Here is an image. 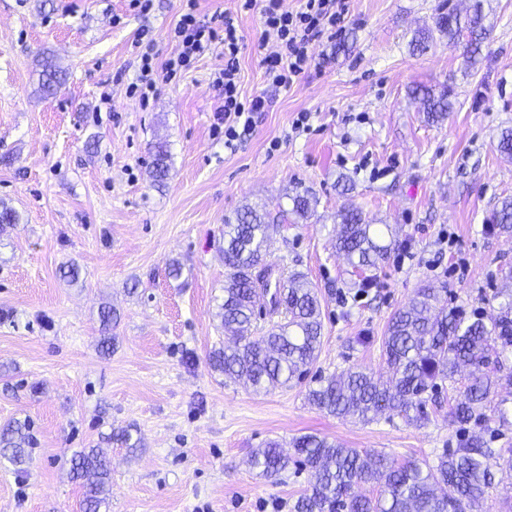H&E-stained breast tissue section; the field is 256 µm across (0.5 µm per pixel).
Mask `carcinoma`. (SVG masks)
<instances>
[{"label": "carcinoma", "mask_w": 512, "mask_h": 512, "mask_svg": "<svg viewBox=\"0 0 512 512\" xmlns=\"http://www.w3.org/2000/svg\"><path fill=\"white\" fill-rule=\"evenodd\" d=\"M483 0H468L464 9L436 8L437 31L448 42L467 39V52L476 54L485 38ZM66 71L52 60L42 64L40 89L52 95L64 85ZM425 120H443L453 109L450 93L429 89L414 91ZM169 172L166 145L153 146L150 177L162 182ZM291 208L277 218L257 207L245 206L224 224V299L218 315L227 344L210 354L212 367L230 379H242L254 390L286 386L301 380L318 358L322 345V310L317 286L300 271L277 274L266 257L280 225L308 220L317 199L308 191L287 195ZM336 251L355 270L376 271L386 259L394 235L367 223L362 212L351 208L336 214ZM498 229L512 231V198L495 210ZM440 289H417L408 305L389 319L382 352L391 377L383 382L364 369L350 368L319 377L309 388V404L335 417H356L369 422L382 414H396L425 424L430 413L442 411L445 401L439 382L457 381L468 369L454 404L448 408V426L459 436L457 447L446 449L436 461L399 462L384 453L361 454L325 437L307 434L296 438L293 452L276 441L252 452L249 463L267 478H275L289 465L310 473V487L301 494L294 512H466L492 488L493 465L512 448H494L492 440L512 425L502 403H493L495 389L512 383V373L497 375L499 355L512 348V291L498 292L497 312L475 311L466 316L455 307L439 304ZM267 298L269 327L254 336L257 298ZM27 426L14 421L0 429V456L14 465L25 461ZM69 474L82 482L83 512H100L112 469L97 448H84L71 460ZM361 484L378 487L373 498L355 494Z\"/></svg>", "instance_id": "carcinoma-1"}]
</instances>
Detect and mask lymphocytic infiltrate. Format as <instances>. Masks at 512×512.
<instances>
[{
    "instance_id": "1",
    "label": "lymphocytic infiltrate",
    "mask_w": 512,
    "mask_h": 512,
    "mask_svg": "<svg viewBox=\"0 0 512 512\" xmlns=\"http://www.w3.org/2000/svg\"><path fill=\"white\" fill-rule=\"evenodd\" d=\"M260 7L266 33L277 40L276 47L262 60L267 85L290 87L309 68L328 64L326 54H315L314 44L335 41L344 28L349 13V0H302L298 11L283 9L282 0H242L243 9ZM174 51L158 60L153 41H146L140 53L139 75L128 85L130 95L140 100L153 96L158 82H169L189 70L214 45L224 49V66L214 72L212 85L218 91L216 118L224 127V146L234 149L255 128V119L267 106L265 94L242 99L239 54L243 37L233 18L220 16L216 24L201 22L196 0H185L179 20L169 33Z\"/></svg>"
}]
</instances>
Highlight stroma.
<instances>
[{"label": "stroma", "mask_w": 512, "mask_h": 512, "mask_svg": "<svg viewBox=\"0 0 512 512\" xmlns=\"http://www.w3.org/2000/svg\"><path fill=\"white\" fill-rule=\"evenodd\" d=\"M440 2L350 0L346 51L275 90L264 81L274 41L259 11L198 0L202 20L237 16L242 93L268 96L230 150L212 131L222 48L149 103L126 92L142 29L159 58L173 52L182 0H154L145 19L127 0H0V200L20 215L0 231V427L23 422L30 437L24 465L0 461V512H82L84 489L67 469L85 448L112 462L101 512H290L310 475L291 468L272 480L250 468L251 451L268 441L316 434L399 461L455 447L442 412L423 426L385 414L363 423L306 399L321 375L387 377L382 336L417 288L489 312L512 270V234L491 221L512 197V157L497 150L512 129V0H486L490 33L475 66L463 44L438 35L413 52ZM44 56L67 70L48 98ZM416 87L449 90L453 112L427 122ZM301 112L310 115L303 131L293 126ZM160 140L170 170L156 185L149 169ZM297 190L317 197L315 215L285 224L269 260L318 286L322 347L303 380L256 393L209 362L224 344V222L247 204L278 212ZM348 206L396 231L364 294L334 248L336 215ZM449 234L457 248L443 244ZM71 265L73 283L61 274ZM105 304L119 314L108 354L99 346ZM124 429L136 448L114 441Z\"/></svg>", "instance_id": "obj_1"}]
</instances>
